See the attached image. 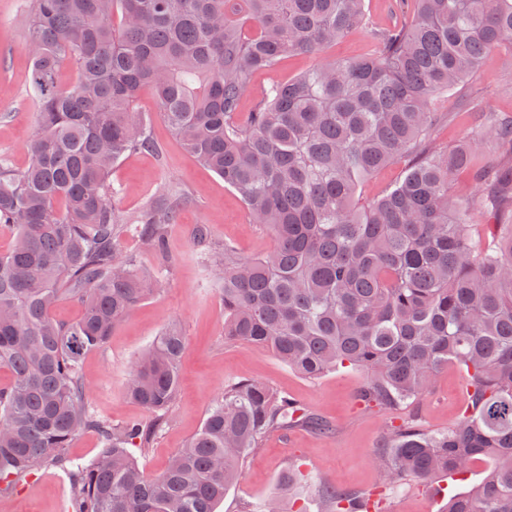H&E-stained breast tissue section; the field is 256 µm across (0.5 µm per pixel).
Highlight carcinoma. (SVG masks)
<instances>
[{"label":"carcinoma","mask_w":512,"mask_h":512,"mask_svg":"<svg viewBox=\"0 0 512 512\" xmlns=\"http://www.w3.org/2000/svg\"><path fill=\"white\" fill-rule=\"evenodd\" d=\"M27 0L30 83L39 103L31 162L0 158V496L57 469L76 512H216L244 459L270 432L304 414L266 384L224 388L186 447L147 476L131 447L147 448L172 420L186 346L176 328L135 360L125 394L149 417L114 425L90 408L85 354L160 286L116 248L136 234L166 258V228L185 201L160 187L134 216L112 206V170L155 151L136 111L143 87L185 149L268 228L275 249L215 261L224 341L269 349L316 379L341 367L366 374L357 398L393 407L428 392L448 364L465 373L456 422L426 433L393 425L378 460L385 485L429 483L481 458L480 483L446 512H512V164L478 169L475 204L496 228L483 243L448 193L472 166L470 145L429 142L438 94L468 79L495 49L512 51V0H414V20L380 29L365 0ZM367 33L374 56L328 62L268 88L241 109L247 75L282 57L319 54ZM77 69L62 90V61ZM512 146V115L479 129ZM403 163L388 187L360 189ZM64 295L82 307L61 323ZM85 432L101 442L88 463L67 448ZM322 512H383L381 501L324 486Z\"/></svg>","instance_id":"cac0c4a2"}]
</instances>
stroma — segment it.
Wrapping results in <instances>:
<instances>
[{
  "label": "stroma",
  "instance_id": "35a3bbf8",
  "mask_svg": "<svg viewBox=\"0 0 512 512\" xmlns=\"http://www.w3.org/2000/svg\"><path fill=\"white\" fill-rule=\"evenodd\" d=\"M28 30L25 0H0V157L13 168L30 162L29 142L37 124L38 101L30 85L31 61L24 50ZM375 42L356 32L318 55L300 54L282 59L268 70L251 72L242 98L250 111L262 90L274 82L339 58L371 54ZM150 118L158 152L125 158L112 172L120 192L113 206L129 214L153 201L161 186L177 187L186 195L173 224L168 227L169 267H160L154 255L133 235L122 236L117 246L139 264L159 270L162 285L114 328L104 348L88 352L82 372L90 388L89 404L115 424L144 418L145 411L126 397L124 385L138 354L167 327L177 326L186 338L174 417L147 452L137 453L141 469L158 475L169 457L184 447L200 429L214 399L225 386L242 379L265 383L299 403L311 416L328 422L332 433L320 434L305 426L270 433L260 448L242 463L217 512H251L263 499L279 491L288 470L305 476L294 492L298 512H321L316 489L332 486L342 491L383 495L386 512H443L449 495L469 490L484 475L486 465L470 464L449 476L445 492L430 483H412L386 490L377 463L390 426L415 423L428 433L448 429L462 411L465 379L457 365L436 377L430 391L393 408L369 407L356 398L365 381L363 372L342 368L317 379H307L265 348L224 340V305L210 261L194 242L196 225L211 230L214 252L232 245L239 257L257 258L275 247L270 231L250 223L240 196L222 178L188 154L156 110L150 90H142L136 104ZM441 121L432 131L442 148L461 142L472 145L474 160L495 165L507 160L504 148L477 136L490 116L512 113V52L496 50L464 84L438 101ZM68 480L62 472L42 471L14 493L0 496V512H69Z\"/></svg>",
  "mask_w": 512,
  "mask_h": 512
}]
</instances>
